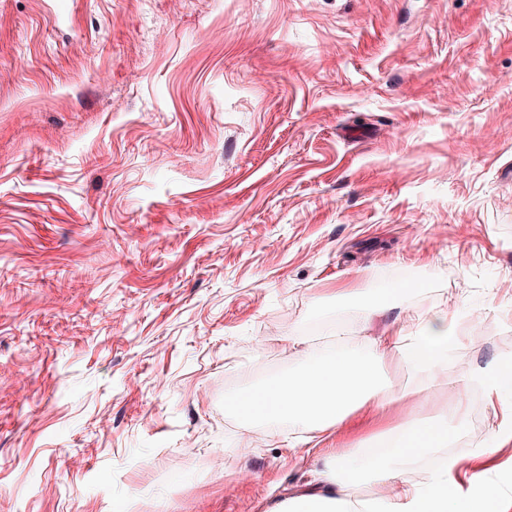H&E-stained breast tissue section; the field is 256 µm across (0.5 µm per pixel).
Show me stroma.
Wrapping results in <instances>:
<instances>
[{
  "label": "stroma",
  "mask_w": 512,
  "mask_h": 512,
  "mask_svg": "<svg viewBox=\"0 0 512 512\" xmlns=\"http://www.w3.org/2000/svg\"><path fill=\"white\" fill-rule=\"evenodd\" d=\"M440 311L418 417L512 355V0H0V512H267L322 454L225 400ZM466 395L407 473L512 493Z\"/></svg>",
  "instance_id": "35a3bbf8"
}]
</instances>
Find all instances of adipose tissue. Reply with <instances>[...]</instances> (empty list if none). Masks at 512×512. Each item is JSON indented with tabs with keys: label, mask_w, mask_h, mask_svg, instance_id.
<instances>
[{
	"label": "adipose tissue",
	"mask_w": 512,
	"mask_h": 512,
	"mask_svg": "<svg viewBox=\"0 0 512 512\" xmlns=\"http://www.w3.org/2000/svg\"><path fill=\"white\" fill-rule=\"evenodd\" d=\"M454 341L447 314L439 313L423 320L416 335L380 336L368 341L360 353L341 345L308 354L303 366L287 379L266 382L228 400L226 409L243 420L240 436L260 427L276 431L285 420L302 434L304 445L328 448L314 481L273 504L270 512H355L347 490L362 477L386 490L374 499L373 512H512V497L481 480H473L467 493H459L450 480L457 460H448L418 485L404 473V463L447 447L448 419L463 416L466 408L457 399L448 411L414 418L387 388L382 370L401 363L415 372L436 373ZM461 380L468 386H486L492 397L512 394V357L464 370ZM354 434H391L395 440L385 451L375 452L350 447Z\"/></svg>",
	"instance_id": "ef3b65f1"
}]
</instances>
